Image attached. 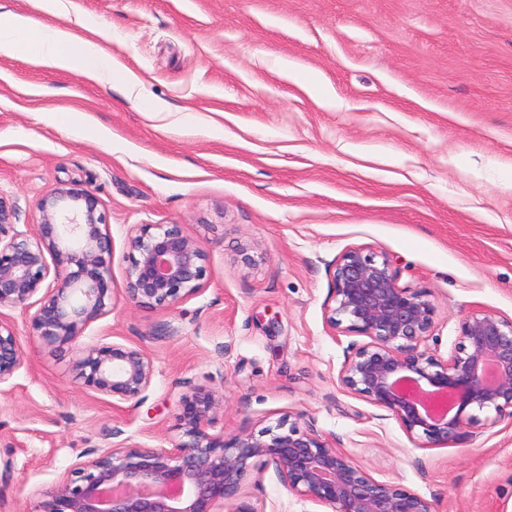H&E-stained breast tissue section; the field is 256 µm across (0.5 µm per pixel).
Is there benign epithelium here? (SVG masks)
Instances as JSON below:
<instances>
[{
  "instance_id": "7a95c632",
  "label": "benign epithelium",
  "mask_w": 512,
  "mask_h": 512,
  "mask_svg": "<svg viewBox=\"0 0 512 512\" xmlns=\"http://www.w3.org/2000/svg\"><path fill=\"white\" fill-rule=\"evenodd\" d=\"M41 223L19 230L12 202L0 195V393L8 392L27 353L5 310L30 314L44 346L79 347L75 378L85 389L137 400L154 365L140 347L81 346L87 327L117 305L113 243L101 201L79 180L61 181L38 202ZM123 294L171 310L198 293L206 255L180 224H138L128 237ZM324 320L334 335L363 336L339 383L390 412L417 448L461 440L465 428L494 413L512 426V319L474 309L460 321V341L441 359L422 348L436 306L423 288L399 284L389 259L367 246L331 265ZM224 394L197 387L181 400L182 439L170 448L115 446L76 463L44 491L34 512H224L258 459L289 492L328 512H436L421 495L379 482L313 428L292 422L260 435L213 432Z\"/></svg>"
}]
</instances>
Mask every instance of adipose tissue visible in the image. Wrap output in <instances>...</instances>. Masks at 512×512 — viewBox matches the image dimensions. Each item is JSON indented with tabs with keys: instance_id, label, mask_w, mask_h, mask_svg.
Masks as SVG:
<instances>
[{
	"instance_id": "obj_1",
	"label": "adipose tissue",
	"mask_w": 512,
	"mask_h": 512,
	"mask_svg": "<svg viewBox=\"0 0 512 512\" xmlns=\"http://www.w3.org/2000/svg\"><path fill=\"white\" fill-rule=\"evenodd\" d=\"M24 52L31 64L79 72L92 80L108 77L121 79L135 86L137 76L126 69L99 44L77 38L70 31L33 23L24 16L14 17L9 24H0V54Z\"/></svg>"
}]
</instances>
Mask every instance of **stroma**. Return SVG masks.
<instances>
[{
	"label": "stroma",
	"mask_w": 512,
	"mask_h": 512,
	"mask_svg": "<svg viewBox=\"0 0 512 512\" xmlns=\"http://www.w3.org/2000/svg\"><path fill=\"white\" fill-rule=\"evenodd\" d=\"M99 43L141 83L0 56V195L17 224L77 179L111 224L123 288L137 224H180L203 289L171 310L119 301L83 344L144 349L136 402L80 388L76 351L42 347L0 395V512H33L76 462L118 444L171 447L183 396L224 394L216 430L313 427L374 479L437 512H512V427L414 447L338 380L352 339L324 308L347 249L389 257L436 305L425 347L448 357L474 309L512 319V0H0ZM161 111H152V104ZM250 261H243V254ZM237 503L318 512L253 461Z\"/></svg>",
	"instance_id": "1"
}]
</instances>
